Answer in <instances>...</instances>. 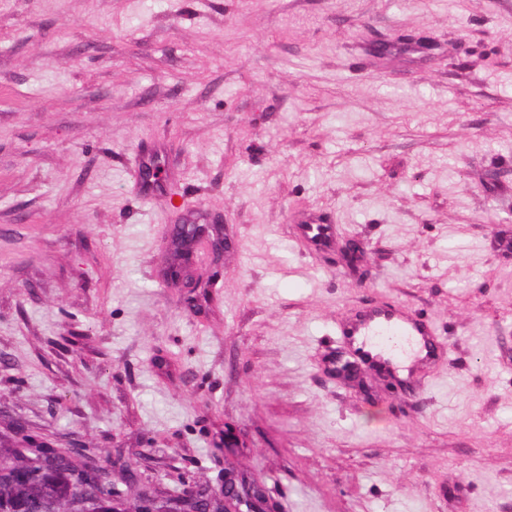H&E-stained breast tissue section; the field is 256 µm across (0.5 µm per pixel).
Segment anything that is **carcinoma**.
I'll return each mask as SVG.
<instances>
[{
    "instance_id": "1",
    "label": "carcinoma",
    "mask_w": 512,
    "mask_h": 512,
    "mask_svg": "<svg viewBox=\"0 0 512 512\" xmlns=\"http://www.w3.org/2000/svg\"><path fill=\"white\" fill-rule=\"evenodd\" d=\"M30 462L19 450L0 448V512H78L80 500L88 502L84 512H112L108 473L95 480L57 449L37 458L36 466Z\"/></svg>"
}]
</instances>
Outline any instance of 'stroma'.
Segmentation results:
<instances>
[{
    "label": "stroma",
    "instance_id": "1",
    "mask_svg": "<svg viewBox=\"0 0 512 512\" xmlns=\"http://www.w3.org/2000/svg\"><path fill=\"white\" fill-rule=\"evenodd\" d=\"M175 224L235 240L208 287ZM502 237L512 0H0V444L128 462L124 503L229 469L274 512H512ZM369 300L446 342L421 402L331 369Z\"/></svg>",
    "mask_w": 512,
    "mask_h": 512
}]
</instances>
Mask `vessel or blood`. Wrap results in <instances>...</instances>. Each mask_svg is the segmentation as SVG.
I'll return each instance as SVG.
<instances>
[{
    "label": "vessel or blood",
    "mask_w": 512,
    "mask_h": 512,
    "mask_svg": "<svg viewBox=\"0 0 512 512\" xmlns=\"http://www.w3.org/2000/svg\"><path fill=\"white\" fill-rule=\"evenodd\" d=\"M350 357L359 365L390 371L400 358L414 360L409 389H423L424 373L446 357L447 347L432 322L396 306L367 307L338 325Z\"/></svg>",
    "instance_id": "b4317fda"
}]
</instances>
